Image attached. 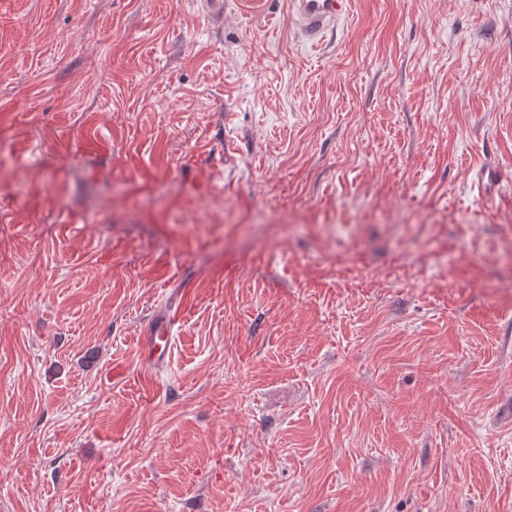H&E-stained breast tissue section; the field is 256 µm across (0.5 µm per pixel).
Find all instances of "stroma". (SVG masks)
I'll return each instance as SVG.
<instances>
[{
    "label": "stroma",
    "instance_id": "1",
    "mask_svg": "<svg viewBox=\"0 0 512 512\" xmlns=\"http://www.w3.org/2000/svg\"><path fill=\"white\" fill-rule=\"evenodd\" d=\"M0 512H512V0H0ZM290 18L299 37L309 46H317L325 33L349 13V0H289Z\"/></svg>",
    "mask_w": 512,
    "mask_h": 512
}]
</instances>
